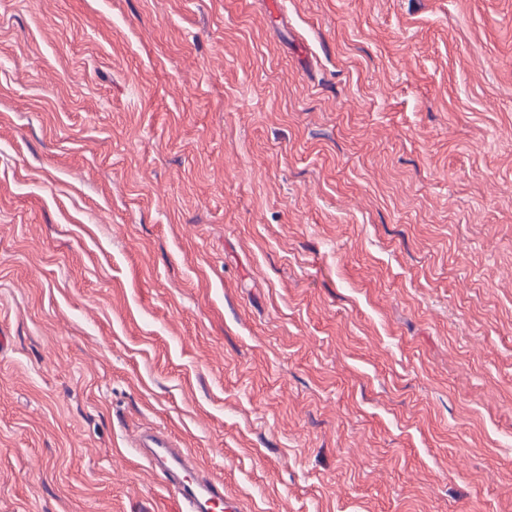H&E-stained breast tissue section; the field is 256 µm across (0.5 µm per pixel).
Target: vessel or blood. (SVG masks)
I'll return each mask as SVG.
<instances>
[{
    "label": "vessel or blood",
    "mask_w": 512,
    "mask_h": 512,
    "mask_svg": "<svg viewBox=\"0 0 512 512\" xmlns=\"http://www.w3.org/2000/svg\"><path fill=\"white\" fill-rule=\"evenodd\" d=\"M135 445L143 449L148 463L162 472L168 487L176 492L180 512H239L238 504L224 493L223 479L199 476L195 459L170 435L149 430Z\"/></svg>",
    "instance_id": "1"
}]
</instances>
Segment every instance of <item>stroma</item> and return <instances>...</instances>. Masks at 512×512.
Returning a JSON list of instances; mask_svg holds the SVG:
<instances>
[{
    "mask_svg": "<svg viewBox=\"0 0 512 512\" xmlns=\"http://www.w3.org/2000/svg\"><path fill=\"white\" fill-rule=\"evenodd\" d=\"M0 512H512V0H0ZM145 448L144 458L162 472L179 500L181 512H238L239 506L224 493V480L199 477L195 459L161 430L143 432L133 444ZM193 474V475H192Z\"/></svg>",
    "mask_w": 512,
    "mask_h": 512,
    "instance_id": "obj_1",
    "label": "stroma"
}]
</instances>
